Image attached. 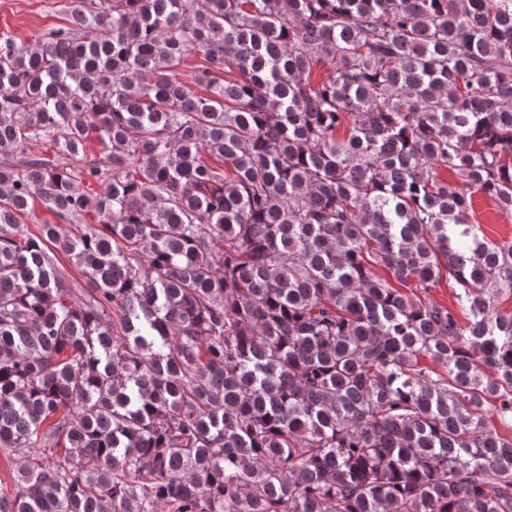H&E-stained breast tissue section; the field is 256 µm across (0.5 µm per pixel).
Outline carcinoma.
Masks as SVG:
<instances>
[{
    "label": "carcinoma",
    "mask_w": 512,
    "mask_h": 512,
    "mask_svg": "<svg viewBox=\"0 0 512 512\" xmlns=\"http://www.w3.org/2000/svg\"><path fill=\"white\" fill-rule=\"evenodd\" d=\"M68 14L0 40V512H512V0ZM472 221L481 224L485 235L492 240H512V213L503 212L479 194L473 196Z\"/></svg>",
    "instance_id": "carcinoma-1"
}]
</instances>
